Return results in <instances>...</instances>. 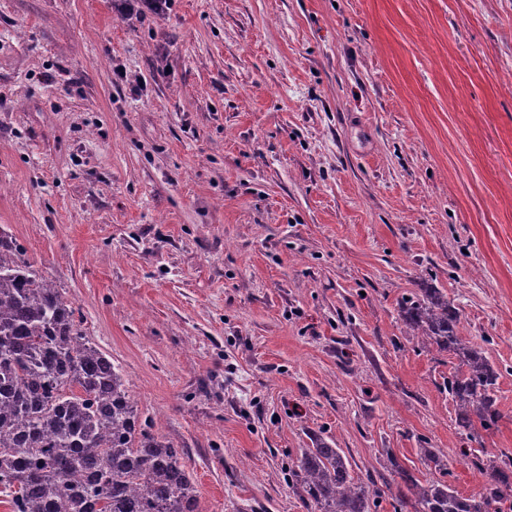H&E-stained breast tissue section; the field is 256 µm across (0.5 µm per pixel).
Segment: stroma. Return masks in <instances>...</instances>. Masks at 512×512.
Segmentation results:
<instances>
[{"label": "stroma", "instance_id": "stroma-1", "mask_svg": "<svg viewBox=\"0 0 512 512\" xmlns=\"http://www.w3.org/2000/svg\"><path fill=\"white\" fill-rule=\"evenodd\" d=\"M0 231L204 512H307L317 438L472 495L512 452V0H0ZM421 282L502 373L481 442Z\"/></svg>", "mask_w": 512, "mask_h": 512}]
</instances>
